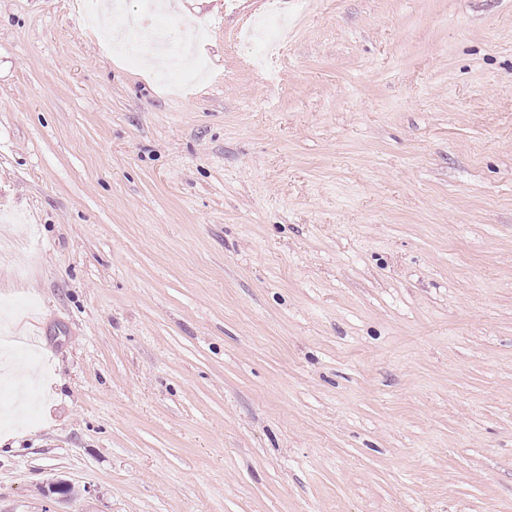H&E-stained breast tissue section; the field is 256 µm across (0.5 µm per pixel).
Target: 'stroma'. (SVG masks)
Listing matches in <instances>:
<instances>
[{"mask_svg": "<svg viewBox=\"0 0 512 512\" xmlns=\"http://www.w3.org/2000/svg\"><path fill=\"white\" fill-rule=\"evenodd\" d=\"M0 0V512H512V0Z\"/></svg>", "mask_w": 512, "mask_h": 512, "instance_id": "35a3bbf8", "label": "stroma"}]
</instances>
